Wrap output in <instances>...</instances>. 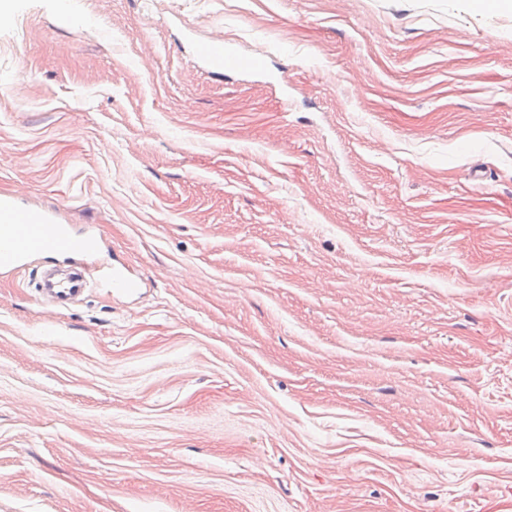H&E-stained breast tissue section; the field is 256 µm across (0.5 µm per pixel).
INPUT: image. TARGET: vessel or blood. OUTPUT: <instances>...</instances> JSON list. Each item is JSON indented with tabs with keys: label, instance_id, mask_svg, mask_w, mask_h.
Masks as SVG:
<instances>
[{
	"label": "vessel or blood",
	"instance_id": "1",
	"mask_svg": "<svg viewBox=\"0 0 512 512\" xmlns=\"http://www.w3.org/2000/svg\"><path fill=\"white\" fill-rule=\"evenodd\" d=\"M195 55L218 70L258 73L265 68L262 57L233 53L223 40L215 38L200 40ZM87 244V239L72 235L64 225L58 224L54 214L33 213L0 200V271L22 268L24 261L37 252L77 254Z\"/></svg>",
	"mask_w": 512,
	"mask_h": 512
}]
</instances>
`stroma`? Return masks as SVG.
<instances>
[{"mask_svg": "<svg viewBox=\"0 0 512 512\" xmlns=\"http://www.w3.org/2000/svg\"><path fill=\"white\" fill-rule=\"evenodd\" d=\"M8 7L0 198L96 245L0 275V512H512V8ZM197 59L218 70H235L258 73L265 69L260 56L239 55L229 51L221 39H202L195 46Z\"/></svg>", "mask_w": 512, "mask_h": 512, "instance_id": "35a3bbf8", "label": "stroma"}]
</instances>
